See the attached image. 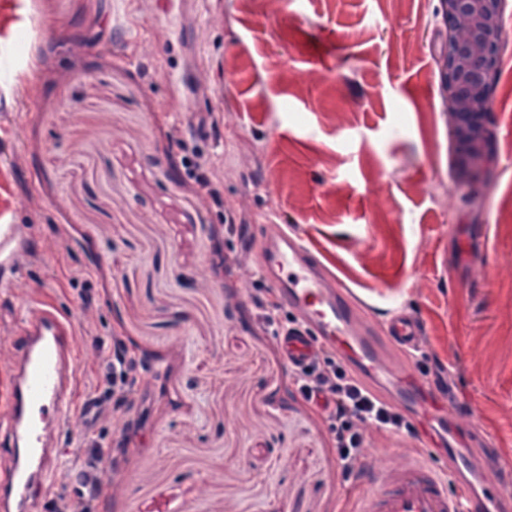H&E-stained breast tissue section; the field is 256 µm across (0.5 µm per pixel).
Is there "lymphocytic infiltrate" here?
Listing matches in <instances>:
<instances>
[{"label":"lymphocytic infiltrate","mask_w":512,"mask_h":512,"mask_svg":"<svg viewBox=\"0 0 512 512\" xmlns=\"http://www.w3.org/2000/svg\"><path fill=\"white\" fill-rule=\"evenodd\" d=\"M99 354L102 372L81 410L89 437L71 474L74 492L52 500V512H99L103 475L112 462V444L99 424L109 407L124 405L139 385L138 361L122 337H113L111 345L100 349ZM294 376L305 401L321 395L329 401L323 415L335 434L336 465L343 478H350L363 454V427L395 432L414 429L409 415L376 397L332 349H323L313 363L295 371Z\"/></svg>","instance_id":"f902f5d3"}]
</instances>
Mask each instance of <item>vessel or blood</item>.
Returning <instances> with one entry per match:
<instances>
[{
	"mask_svg": "<svg viewBox=\"0 0 512 512\" xmlns=\"http://www.w3.org/2000/svg\"><path fill=\"white\" fill-rule=\"evenodd\" d=\"M250 244L262 277L294 317L292 328L277 337L287 366L307 365L327 347L350 367H364L370 390L389 384L421 415L447 408V394L423 397L411 366L423 334L416 316L393 308L384 326L367 322L354 329L357 302L329 281L320 252L293 226L272 225ZM10 347L0 374V512H45L42 488L55 474L59 427L75 403L80 354L75 323L55 305L35 302L18 321ZM472 453L466 445L449 448L444 475L426 460L363 464L351 512H501L504 489L512 484L510 469L488 471L478 499L448 489L462 483Z\"/></svg>",
	"mask_w": 512,
	"mask_h": 512,
	"instance_id": "1",
	"label": "vessel or blood"
}]
</instances>
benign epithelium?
Returning a JSON list of instances; mask_svg holds the SVG:
<instances>
[{
  "instance_id": "1",
  "label": "benign epithelium",
  "mask_w": 512,
  "mask_h": 512,
  "mask_svg": "<svg viewBox=\"0 0 512 512\" xmlns=\"http://www.w3.org/2000/svg\"><path fill=\"white\" fill-rule=\"evenodd\" d=\"M506 0H440L448 26L440 83L457 184L475 192L494 154L490 96L505 39Z\"/></svg>"
}]
</instances>
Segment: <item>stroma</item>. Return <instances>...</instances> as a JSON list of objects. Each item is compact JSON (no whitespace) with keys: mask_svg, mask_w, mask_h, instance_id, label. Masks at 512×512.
<instances>
[{"mask_svg":"<svg viewBox=\"0 0 512 512\" xmlns=\"http://www.w3.org/2000/svg\"><path fill=\"white\" fill-rule=\"evenodd\" d=\"M439 0H0V359L20 311L73 315L76 403L123 337L149 399L102 424L125 452L100 512H345L320 410L296 392L249 296L266 283L226 215L275 218L376 319L402 306L462 421L512 467V0L476 195L452 171ZM219 170L223 206L187 161ZM91 306H84V297ZM414 433L366 450L422 455ZM85 440L63 423L45 494L72 491Z\"/></svg>","mask_w":512,"mask_h":512,"instance_id":"35a3bbf8","label":"stroma"}]
</instances>
